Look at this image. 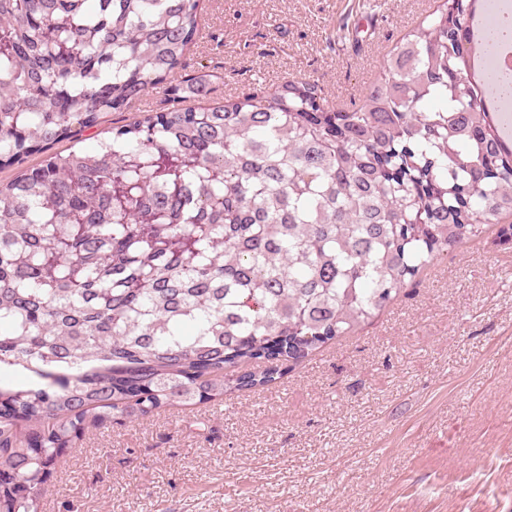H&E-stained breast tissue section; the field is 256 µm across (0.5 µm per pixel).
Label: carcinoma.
I'll list each match as a JSON object with an SVG mask.
<instances>
[{"mask_svg": "<svg viewBox=\"0 0 512 512\" xmlns=\"http://www.w3.org/2000/svg\"><path fill=\"white\" fill-rule=\"evenodd\" d=\"M478 5L445 0L347 109L306 79L191 106L203 72L61 153L177 79L200 0H0V375L26 379L0 381V512H42L93 429L276 383L512 215ZM137 115H139V112H136V109L130 110L129 112H108L99 126L82 129V131L75 136L76 139L81 141L78 145L86 149L93 148L97 140L103 136V134L97 136L99 132L108 127L128 123Z\"/></svg>", "mask_w": 512, "mask_h": 512, "instance_id": "cac0c4a2", "label": "carcinoma"}]
</instances>
